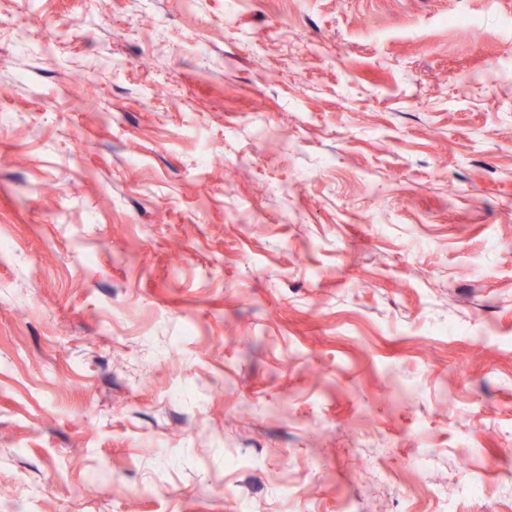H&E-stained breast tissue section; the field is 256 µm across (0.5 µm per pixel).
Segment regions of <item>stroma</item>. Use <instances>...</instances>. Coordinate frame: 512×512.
Masks as SVG:
<instances>
[{"instance_id":"35a3bbf8","label":"stroma","mask_w":512,"mask_h":512,"mask_svg":"<svg viewBox=\"0 0 512 512\" xmlns=\"http://www.w3.org/2000/svg\"><path fill=\"white\" fill-rule=\"evenodd\" d=\"M0 512H512V0H0Z\"/></svg>"}]
</instances>
